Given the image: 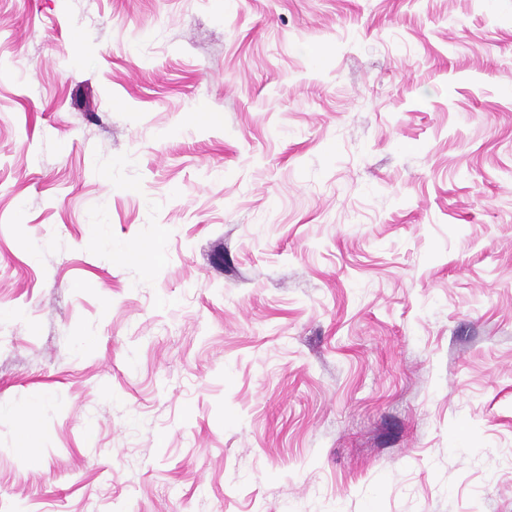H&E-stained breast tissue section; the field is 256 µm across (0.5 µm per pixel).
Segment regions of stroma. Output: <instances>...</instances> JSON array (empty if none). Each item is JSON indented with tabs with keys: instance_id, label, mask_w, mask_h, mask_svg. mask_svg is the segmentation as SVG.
Returning a JSON list of instances; mask_svg holds the SVG:
<instances>
[{
	"instance_id": "stroma-1",
	"label": "stroma",
	"mask_w": 512,
	"mask_h": 512,
	"mask_svg": "<svg viewBox=\"0 0 512 512\" xmlns=\"http://www.w3.org/2000/svg\"><path fill=\"white\" fill-rule=\"evenodd\" d=\"M35 400L0 512H512V0H0Z\"/></svg>"
}]
</instances>
